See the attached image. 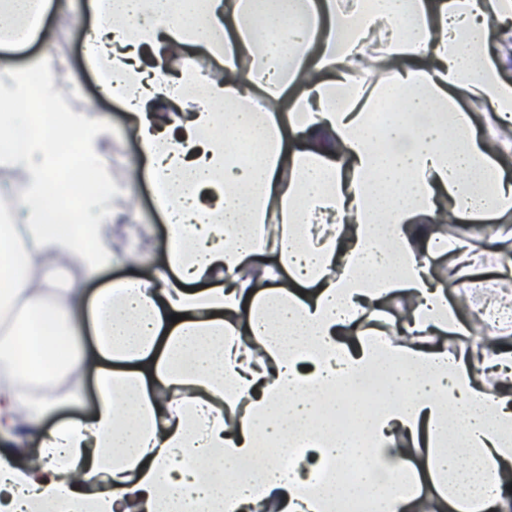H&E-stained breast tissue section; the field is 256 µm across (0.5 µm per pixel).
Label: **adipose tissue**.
I'll use <instances>...</instances> for the list:
<instances>
[{
  "label": "adipose tissue",
  "mask_w": 512,
  "mask_h": 512,
  "mask_svg": "<svg viewBox=\"0 0 512 512\" xmlns=\"http://www.w3.org/2000/svg\"><path fill=\"white\" fill-rule=\"evenodd\" d=\"M89 3L112 19L92 62L137 118L167 241L149 277L90 300L57 285L70 260L112 266L125 210L100 149L109 127L61 96L76 74L51 52L0 65V165L28 183L0 203V512H184L190 498L208 512H507L512 291L480 303L478 335L447 286L490 250L512 270V0ZM47 5L0 0V48L35 41ZM162 37L223 67L181 58L165 95L193 111H159L129 60ZM64 139L81 165L58 229ZM444 214L494 225L488 244L450 243L441 270ZM374 372L389 380L375 409L333 398ZM90 374L95 411L46 425ZM291 447L317 466L279 467ZM188 455L203 463L187 476ZM356 457L374 464L347 476Z\"/></svg>",
  "instance_id": "ef3b65f1"
}]
</instances>
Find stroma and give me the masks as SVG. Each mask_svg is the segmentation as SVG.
<instances>
[{"mask_svg":"<svg viewBox=\"0 0 512 512\" xmlns=\"http://www.w3.org/2000/svg\"><path fill=\"white\" fill-rule=\"evenodd\" d=\"M45 29L50 32L48 43L38 41L15 49L0 51V61L21 67L50 49L64 65L78 73L77 81L69 83L68 98L82 109L105 115L111 129L104 148L112 160V175L116 187L127 208L124 220L114 226L113 248L119 256L111 271L85 279L80 263H72L65 270L63 281L84 282L88 290H96L110 281L121 280L138 271L158 268L164 251L167 227L161 211L155 203L156 192L147 176V163L141 152L133 116L125 103L102 94L96 72L86 58L85 36L94 22V15L87 0H52L41 17ZM137 171L135 180H127L126 174ZM133 224L151 225L154 235L136 245L130 237L129 227ZM142 247L137 265H129L130 250Z\"/></svg>","mask_w":512,"mask_h":512,"instance_id":"35a3bbf8","label":"stroma"}]
</instances>
